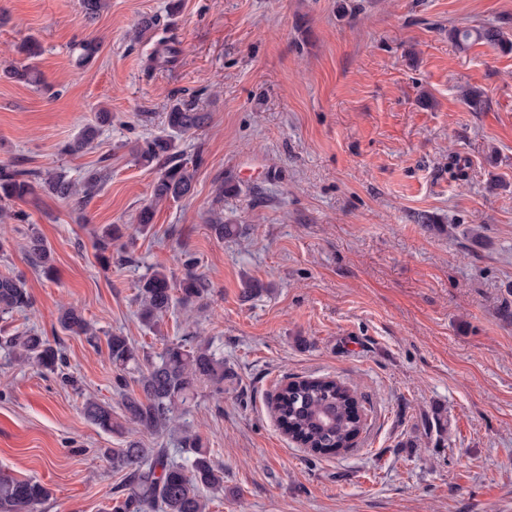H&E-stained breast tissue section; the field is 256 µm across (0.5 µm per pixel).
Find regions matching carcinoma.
Masks as SVG:
<instances>
[{
	"label": "carcinoma",
	"mask_w": 512,
	"mask_h": 512,
	"mask_svg": "<svg viewBox=\"0 0 512 512\" xmlns=\"http://www.w3.org/2000/svg\"><path fill=\"white\" fill-rule=\"evenodd\" d=\"M448 37L464 48L481 42L502 53H512V39L501 28L479 25L466 29H451ZM23 52L30 63L5 70V76L32 85L43 83L35 59L41 48L37 41L24 43ZM207 113L192 102H176L166 112L170 133L138 139L132 145L137 162L157 170L153 199L143 206L137 223L144 232L154 223L156 207L166 201L179 200L193 189L195 170L188 167L181 149L180 137L202 127ZM109 172L94 170L83 181L75 183L58 171H40L0 166V201L22 199L40 187L45 192L74 202L83 208L107 180ZM209 229L216 237H233L240 233L234 224L213 218ZM119 230L110 226L97 236L96 248L101 258L112 261V240ZM32 264L41 274L54 272L51 249L37 234L28 240ZM195 260L184 261V277L175 282L166 270L157 269L142 278L137 285V315L141 322L155 328L173 307V291L181 294V302L190 304L202 299L206 285L193 273ZM32 297L21 276L0 277V313L9 314L30 308ZM62 329L71 335L82 336L93 347L98 336L76 306L63 309L59 316ZM9 357L42 372L56 375L67 385L75 384L66 372L67 357L61 344L52 345L40 336L25 332L4 340ZM108 357L115 372V386L127 385L126 373L139 364L138 349L121 334L107 338ZM230 371L224 368V357L207 344H194L185 339L166 345L156 359L147 361L146 372L138 379L141 395H122L124 419L140 428L164 433L175 428L179 407L189 405L195 398L197 386L209 382L224 384ZM354 393L331 377L292 380L279 389L276 421L279 428L293 441L316 454H339L353 448L363 429L361 413L353 409ZM85 416L107 432H121L112 406L87 399ZM186 454L185 461L172 459L167 448H144L137 440L126 441L123 448H107L104 454L112 467L128 470L122 492L111 499L107 512H206L205 490L224 492V470L214 464L209 449L199 435L185 429L179 441ZM50 497V491L33 479H19L0 473V512H38Z\"/></svg>",
	"instance_id": "cac0c4a2"
}]
</instances>
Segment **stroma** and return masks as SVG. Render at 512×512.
Instances as JSON below:
<instances>
[{"label":"stroma","instance_id":"1","mask_svg":"<svg viewBox=\"0 0 512 512\" xmlns=\"http://www.w3.org/2000/svg\"><path fill=\"white\" fill-rule=\"evenodd\" d=\"M168 3L107 0L90 21L80 0H0V69L25 64L32 37L44 79L0 76V165L75 181L109 171L81 210L41 190L0 202V275L32 296L0 316V338L61 342L79 380L62 386L0 349V471L45 484L41 512H104L124 480L104 449L178 442L85 417L87 397L120 404L106 338L155 356L188 335L231 372L223 388L201 384L180 419L224 469L207 512H512V54L448 36L489 23L512 35V0H181L173 17ZM144 16L159 26L136 32ZM91 38L97 56L78 65ZM164 45L175 62L149 64ZM469 88L484 111L464 104ZM180 100L209 115L181 140L194 193L141 232L155 174L130 147L163 134ZM102 109L111 123L66 152ZM215 215L241 234L216 238ZM110 224L129 263L98 257ZM34 232L55 278L29 263ZM188 256L206 299L148 329L139 279L158 267L182 278ZM249 280L264 289L247 299ZM68 304L98 346L61 328ZM322 376L356 393L366 423L336 456L299 447L268 406L281 384Z\"/></svg>","mask_w":512,"mask_h":512}]
</instances>
